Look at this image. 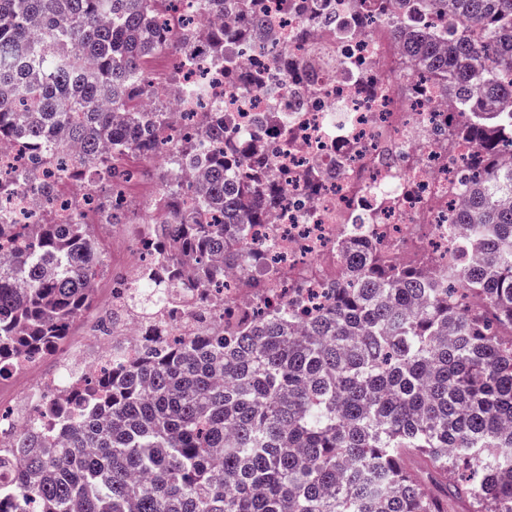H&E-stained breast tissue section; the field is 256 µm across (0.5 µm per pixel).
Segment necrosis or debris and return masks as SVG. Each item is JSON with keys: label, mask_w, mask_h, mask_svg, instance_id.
Returning a JSON list of instances; mask_svg holds the SVG:
<instances>
[{"label": "necrosis or debris", "mask_w": 512, "mask_h": 512, "mask_svg": "<svg viewBox=\"0 0 512 512\" xmlns=\"http://www.w3.org/2000/svg\"><path fill=\"white\" fill-rule=\"evenodd\" d=\"M332 4L337 21L354 27L352 37L325 36L317 23L307 39H296L299 16L283 0H265L267 20L252 33L251 42L287 48L303 61L308 88L293 90L276 70L263 92L234 90L221 69L208 71V96L224 103L225 137L257 140L286 188L284 204L269 223L227 225L239 258L235 275L205 301L186 297L178 315L162 308L146 321L132 316L125 303L133 279L124 277L112 290V334L95 338L101 355L146 351L174 331L215 335L228 305L252 316L266 314L274 297L318 308L343 269L345 241L377 245L393 260L418 234L443 260L459 246L448 228L477 147L465 140L451 146L441 136L447 95L418 79L404 89L397 60L405 48L390 38L387 24L369 20L366 0ZM341 158L346 168H338ZM311 170L322 183L314 196L304 187Z\"/></svg>", "instance_id": "4bbe7bcc"}]
</instances>
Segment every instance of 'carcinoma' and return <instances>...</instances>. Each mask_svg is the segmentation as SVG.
<instances>
[{
	"mask_svg": "<svg viewBox=\"0 0 512 512\" xmlns=\"http://www.w3.org/2000/svg\"><path fill=\"white\" fill-rule=\"evenodd\" d=\"M172 0H0V142L37 153L0 176V195L40 191L33 224L0 219V375L63 348L104 273L100 224L137 175L130 162L166 153L204 167L185 187L163 174L165 223L139 233L161 278L143 272L133 306L151 311L224 281V227L266 223L282 202L268 161L224 140L221 104L200 105L192 135L162 141L168 101L153 60L178 46L230 84L255 79L224 43L263 25L257 0H196L231 25L184 30ZM444 20L432 31L419 13ZM407 40L404 75L426 73L462 103L448 142L473 140L483 161L453 223L469 228L462 274L428 250L391 261L345 245L350 274L323 307L252 320L233 312L213 341L174 339L135 358L75 371L72 401L46 408L60 443L34 429L0 452V512H512V0H381ZM296 87L302 64L277 59ZM241 171L226 183L228 169ZM70 180L90 194L60 224L52 201ZM193 276L185 277L186 266Z\"/></svg>",
	"mask_w": 512,
	"mask_h": 512,
	"instance_id": "carcinoma-1",
	"label": "carcinoma"
}]
</instances>
